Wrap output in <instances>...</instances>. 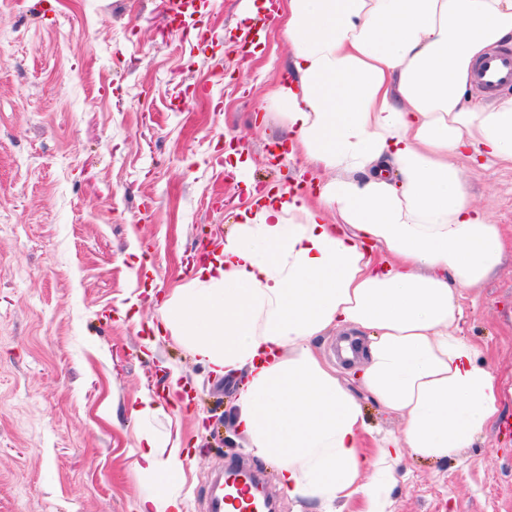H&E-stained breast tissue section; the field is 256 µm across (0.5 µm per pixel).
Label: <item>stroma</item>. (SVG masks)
Returning <instances> with one entry per match:
<instances>
[{
    "mask_svg": "<svg viewBox=\"0 0 512 512\" xmlns=\"http://www.w3.org/2000/svg\"><path fill=\"white\" fill-rule=\"evenodd\" d=\"M245 8L204 0L176 30L163 0H0V512H137L160 488L134 468L144 431L188 446L169 485L183 512H208L210 481L232 461L260 474L278 512H315L247 454L240 379L172 338L146 345L205 247L242 223L249 190L334 176L298 150L272 162L292 139L275 90L293 48L283 16ZM462 173L511 239L512 169ZM463 306V336L511 388L512 251ZM345 340L365 342L332 328L316 348L356 390L361 359L342 357ZM147 389L159 410L132 417ZM504 415L454 458L405 455L390 512H512L511 395Z\"/></svg>",
    "mask_w": 512,
    "mask_h": 512,
    "instance_id": "1",
    "label": "stroma"
}]
</instances>
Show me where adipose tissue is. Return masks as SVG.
Listing matches in <instances>:
<instances>
[{
    "instance_id": "1",
    "label": "adipose tissue",
    "mask_w": 512,
    "mask_h": 512,
    "mask_svg": "<svg viewBox=\"0 0 512 512\" xmlns=\"http://www.w3.org/2000/svg\"><path fill=\"white\" fill-rule=\"evenodd\" d=\"M285 33L292 79L276 94L296 147L336 177L315 196H259L163 325L212 372L244 375L235 422L289 496L387 512L404 453L455 457L503 414L461 300L512 244L456 161L512 166V94L463 102L475 64L512 36V0H288ZM350 327L369 334L359 394L313 346ZM364 393L405 421L369 454ZM139 445L141 475L182 473L179 445ZM371 466L377 482H362Z\"/></svg>"
}]
</instances>
